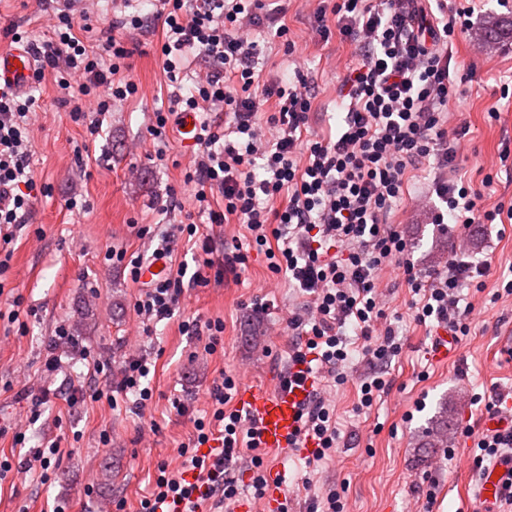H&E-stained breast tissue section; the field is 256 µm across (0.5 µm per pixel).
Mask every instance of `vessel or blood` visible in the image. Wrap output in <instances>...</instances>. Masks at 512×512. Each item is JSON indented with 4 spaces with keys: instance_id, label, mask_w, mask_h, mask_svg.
Segmentation results:
<instances>
[{
    "instance_id": "obj_1",
    "label": "vessel or blood",
    "mask_w": 512,
    "mask_h": 512,
    "mask_svg": "<svg viewBox=\"0 0 512 512\" xmlns=\"http://www.w3.org/2000/svg\"><path fill=\"white\" fill-rule=\"evenodd\" d=\"M34 70V61L26 48L15 45L0 49V80H9L15 87L27 88ZM316 380L305 366L292 367L287 380L278 386L247 384L240 389L239 407L255 424L259 444L273 456L295 451H308L312 441L299 434L301 409L312 399ZM512 491V455L498 457L485 464L471 488L470 512H487L488 506Z\"/></svg>"
}]
</instances>
